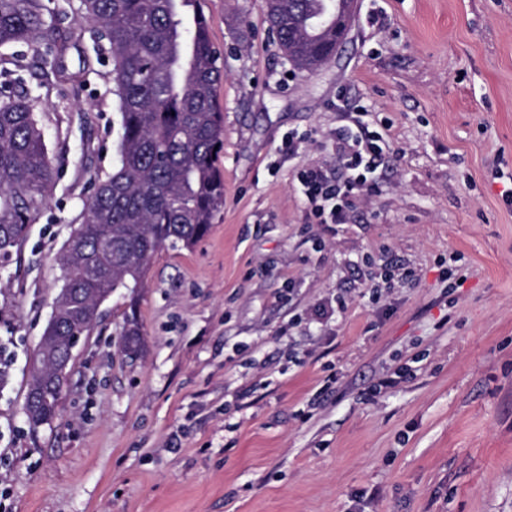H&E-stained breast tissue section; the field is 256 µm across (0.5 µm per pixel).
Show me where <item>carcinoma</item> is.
<instances>
[{"mask_svg":"<svg viewBox=\"0 0 512 512\" xmlns=\"http://www.w3.org/2000/svg\"><path fill=\"white\" fill-rule=\"evenodd\" d=\"M269 30L298 71L313 72L336 39V22L323 23L327 0H266ZM202 0H80L112 60L109 80L118 117L112 173L96 177L80 224L58 256L61 290L57 334L87 319V299L98 288L132 293L160 248H191L224 207V180L216 161L224 149V113L217 89L224 65L209 25L199 19ZM44 0H0V49L40 39L45 54L61 60L67 42L46 24ZM0 52V257L19 248L33 216L54 183L53 166L36 117L35 99L15 91ZM122 349H142L136 322Z\"/></svg>","mask_w":512,"mask_h":512,"instance_id":"obj_1","label":"carcinoma"}]
</instances>
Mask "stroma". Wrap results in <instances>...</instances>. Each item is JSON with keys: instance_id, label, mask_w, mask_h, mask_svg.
Masks as SVG:
<instances>
[{"instance_id": "1", "label": "stroma", "mask_w": 512, "mask_h": 512, "mask_svg": "<svg viewBox=\"0 0 512 512\" xmlns=\"http://www.w3.org/2000/svg\"><path fill=\"white\" fill-rule=\"evenodd\" d=\"M78 5L49 4L62 70L32 48L17 68L58 176L0 264V512H512V0H359L314 74L291 70L266 0H204L224 208L153 255L137 310L102 305L34 428L56 258L118 141ZM360 110L389 125L379 191L316 223L297 175L335 169L331 134Z\"/></svg>"}]
</instances>
